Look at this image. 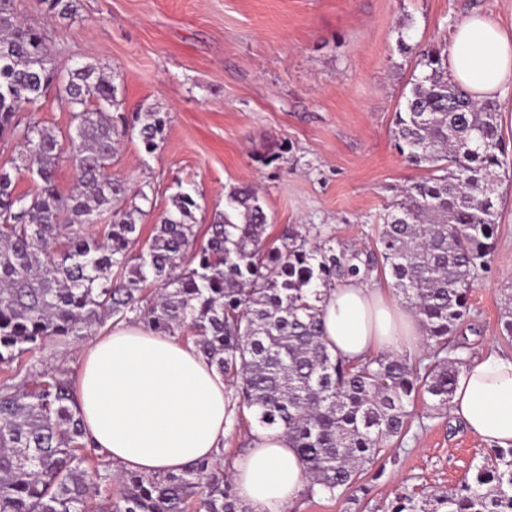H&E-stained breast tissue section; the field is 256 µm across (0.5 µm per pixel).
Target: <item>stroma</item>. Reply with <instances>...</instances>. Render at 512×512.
<instances>
[{
  "instance_id": "obj_1",
  "label": "stroma",
  "mask_w": 512,
  "mask_h": 512,
  "mask_svg": "<svg viewBox=\"0 0 512 512\" xmlns=\"http://www.w3.org/2000/svg\"><path fill=\"white\" fill-rule=\"evenodd\" d=\"M66 72L90 62L118 72L125 111L165 116L154 153L139 140L111 168L132 188L150 185L149 235L171 197L189 191L199 227L248 184L270 217L269 233L321 228L357 245L373 240L397 188L424 177L399 155L395 113L419 51L450 38L473 9L512 24V0H78L75 17L49 16L17 0ZM405 28L412 53L396 47ZM498 242L491 271L472 289L463 356L512 355L500 336L504 289L512 288V179L498 188ZM492 449L451 413L416 404L402 444L383 447L356 488L338 499L297 498L288 512H388L396 490L451 489Z\"/></svg>"
}]
</instances>
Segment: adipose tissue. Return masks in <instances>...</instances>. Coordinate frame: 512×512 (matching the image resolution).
<instances>
[{
	"label": "adipose tissue",
	"instance_id": "adipose-tissue-1",
	"mask_svg": "<svg viewBox=\"0 0 512 512\" xmlns=\"http://www.w3.org/2000/svg\"><path fill=\"white\" fill-rule=\"evenodd\" d=\"M453 80L477 98L512 90V27L473 15L448 46ZM325 337L337 356L357 361L399 349L420 328L388 289L352 279L328 292ZM77 397L91 441L112 466L143 475L182 471L213 459L227 431V383L193 346L140 323H121L85 348ZM451 412L492 447L512 446V356L483 353L460 374ZM304 465L287 436L256 431L231 471L238 496L255 512H286L303 485Z\"/></svg>",
	"mask_w": 512,
	"mask_h": 512
}]
</instances>
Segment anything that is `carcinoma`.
Returning <instances> with one entry per match:
<instances>
[{
  "instance_id": "carcinoma-1",
  "label": "carcinoma",
  "mask_w": 512,
  "mask_h": 512,
  "mask_svg": "<svg viewBox=\"0 0 512 512\" xmlns=\"http://www.w3.org/2000/svg\"><path fill=\"white\" fill-rule=\"evenodd\" d=\"M40 2L53 17L77 13L76 0ZM419 65L392 134L429 176L404 186L372 246L293 227L272 240L250 185L225 192L204 241L198 204L179 191L142 242L137 201L150 198L109 169L125 137L154 152L166 118L121 111L116 72L83 63L60 75L40 28L19 18L16 0H0V136L20 145L13 171L0 167V512H253L235 492L231 457L179 473L125 472L112 490L75 380L36 362L48 344L68 346L108 324L138 320L193 344L229 382L232 428L252 422L292 441L309 499L352 489L384 443L403 441L415 401L451 409L466 366L462 326L480 333L469 294L490 269L495 186L508 168L497 104L472 99L449 77L448 43ZM51 87L74 124L66 145L34 117L17 118ZM62 159L75 174L66 192L55 178ZM17 174L35 192H18ZM105 216L98 234L86 232ZM375 272L390 277L420 323L428 363L400 353L352 363L329 350L325 291ZM389 512H512V447L493 450L448 492L399 490Z\"/></svg>"
}]
</instances>
